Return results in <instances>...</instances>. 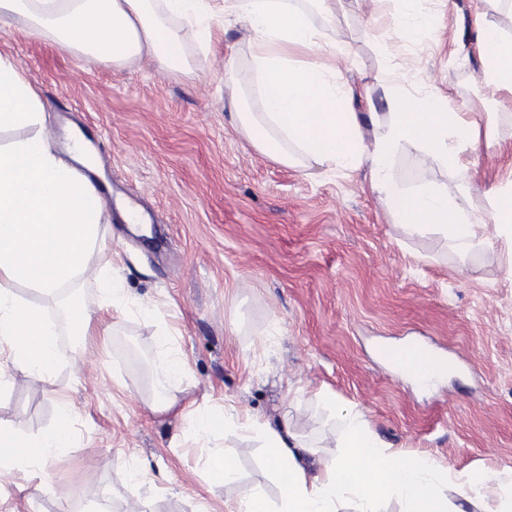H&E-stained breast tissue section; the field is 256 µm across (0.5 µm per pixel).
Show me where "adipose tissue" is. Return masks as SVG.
Here are the masks:
<instances>
[{
  "instance_id": "adipose-tissue-1",
  "label": "adipose tissue",
  "mask_w": 512,
  "mask_h": 512,
  "mask_svg": "<svg viewBox=\"0 0 512 512\" xmlns=\"http://www.w3.org/2000/svg\"><path fill=\"white\" fill-rule=\"evenodd\" d=\"M310 2L311 9L302 10L291 0H0V19L22 17L28 32L52 37L96 63L146 55L177 71L188 66L189 43L214 47L224 20H234L249 48L259 109H245L233 79L224 82V99L233 125L261 155L285 166L367 170L371 193L406 235L431 229L464 252L492 248L497 237L512 241V182L481 194L464 187L452 195L433 183L411 190L393 166L398 154L417 148L443 168L464 170L465 152L481 138L480 124L466 119L448 95L410 96L388 72L376 77L388 113L353 112L363 93L342 74L347 42L337 18L372 0ZM317 17L327 29L314 25ZM476 24L482 82L512 93V41L496 35L485 16ZM301 51L320 54V62L302 63ZM45 113L22 69L0 55V129L33 131L0 147V348H7L13 366L41 382L60 362L57 330L38 308L16 297L14 283L49 292L78 274L105 287L112 281L111 269L87 261L99 233L102 198L79 178L77 167L87 162L83 142L74 139L67 158H60ZM71 412L63 404L59 424L22 445L1 431L0 463L31 465L66 447ZM340 421L344 440L338 450L329 443L310 448L285 428L258 429L275 462L279 512H339L345 501L355 503V512H379L388 496L402 500L404 512H445L438 483L463 487L476 481L384 447L355 410H344Z\"/></svg>"
}]
</instances>
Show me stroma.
I'll use <instances>...</instances> for the list:
<instances>
[{"label": "stroma", "mask_w": 512, "mask_h": 512, "mask_svg": "<svg viewBox=\"0 0 512 512\" xmlns=\"http://www.w3.org/2000/svg\"><path fill=\"white\" fill-rule=\"evenodd\" d=\"M483 0H424L430 29L419 41L395 22L405 0H378L373 15L341 17L354 68L371 89L387 60L410 55L425 83L451 95L482 127L466 159L474 186L512 176V94L488 92L473 50ZM0 21V55L40 92L56 146L80 133L95 151L91 178L108 201L91 262L112 268L119 301L76 276L46 293L17 284L18 298L66 331L61 363L40 389L0 368V427L18 440L55 428L62 402L76 412L68 447L44 463L0 470V512H89L109 495L112 512H225L263 489L280 492L265 450L240 418L285 426L311 446L339 430L319 400L363 416L388 448L483 477L497 490L461 497L442 487L450 512H512V243L459 254L443 236H405L367 188V171L309 173L259 154L232 125L224 79L255 81L227 28L215 53L188 44L189 72L142 60L108 67L51 38ZM236 55L232 73L218 58ZM407 187L431 181L456 191L463 176L408 149L394 159ZM90 313L85 335L60 313L70 293ZM167 344H160V333ZM421 344L452 365L432 385L391 363L385 348ZM185 363L166 378L168 353ZM170 407L155 411L156 403ZM225 413L213 435L200 416ZM223 450L236 468L209 483ZM227 459L230 458L226 452L215 451L211 454L207 464V478L211 483L226 484L235 479L236 469Z\"/></svg>", "instance_id": "1"}]
</instances>
